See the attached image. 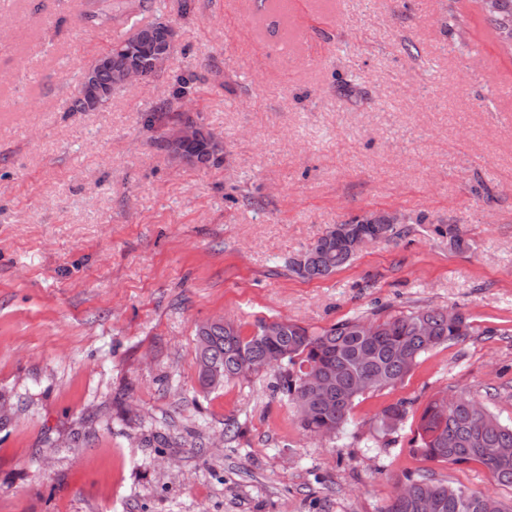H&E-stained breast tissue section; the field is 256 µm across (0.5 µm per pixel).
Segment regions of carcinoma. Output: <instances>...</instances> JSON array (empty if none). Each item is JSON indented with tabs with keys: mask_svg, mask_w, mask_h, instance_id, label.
Wrapping results in <instances>:
<instances>
[{
	"mask_svg": "<svg viewBox=\"0 0 512 512\" xmlns=\"http://www.w3.org/2000/svg\"><path fill=\"white\" fill-rule=\"evenodd\" d=\"M501 42L512 51V0H496L487 13ZM133 34L122 50L112 51L110 64L93 61L97 82L104 88L118 81L123 70L143 64L147 56L166 43L168 24L130 26ZM182 114L161 104L146 119L147 124L179 121ZM222 147L209 132H199L197 141L185 150L193 166L220 163ZM350 233L372 236L382 232L394 241L404 228L379 230L366 221L346 223ZM356 255L348 237L328 230L304 253V262L293 259L288 270L305 280L325 278L347 265ZM366 324L360 317L313 329L283 320L275 336L266 335L267 320L259 319L251 333L231 320H214L196 329L197 382L204 391L224 383L245 379L264 368L266 356L277 353L281 364L273 392L281 395L295 413L304 432L333 437L348 425L356 402L371 391L402 383L418 360L434 349L459 343L469 336L470 321L465 313L427 308L390 316L372 315ZM319 374L327 391L309 396L304 390L306 371ZM409 413V402L398 400L376 416V429L393 434ZM412 455L426 460L464 465H483L491 480L512 487V425L502 423L482 402L464 393L435 398L424 408L417 427ZM407 492L391 498L384 512H509L497 499L437 480L427 474L406 477Z\"/></svg>",
	"mask_w": 512,
	"mask_h": 512,
	"instance_id": "cac0c4a2",
	"label": "carcinoma"
}]
</instances>
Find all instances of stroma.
I'll return each mask as SVG.
<instances>
[{
    "mask_svg": "<svg viewBox=\"0 0 512 512\" xmlns=\"http://www.w3.org/2000/svg\"><path fill=\"white\" fill-rule=\"evenodd\" d=\"M133 2L97 0L91 22L87 0H0V512H384L418 470L511 506L484 466L409 452L444 391L512 424V54L476 0ZM130 14L176 28L166 72L70 111ZM188 74L217 167L173 160L145 123ZM369 214L406 235L289 272ZM424 307L465 312L471 336L363 395L343 437L304 434L275 369L198 385L204 321ZM409 402L398 400L384 407L376 416V429L384 435L393 434L409 413Z\"/></svg>",
    "mask_w": 512,
    "mask_h": 512,
    "instance_id": "obj_1",
    "label": "stroma"
}]
</instances>
